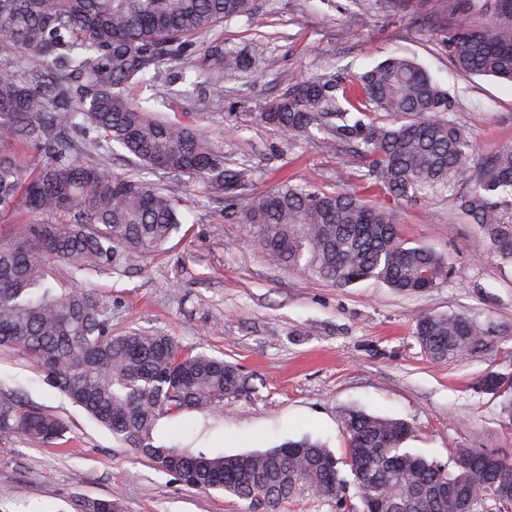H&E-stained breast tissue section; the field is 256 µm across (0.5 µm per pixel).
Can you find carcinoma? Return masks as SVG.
<instances>
[{
  "mask_svg": "<svg viewBox=\"0 0 512 512\" xmlns=\"http://www.w3.org/2000/svg\"><path fill=\"white\" fill-rule=\"evenodd\" d=\"M256 0H0V215L21 206L34 217L0 234V348L13 349L99 425L186 487L222 491L269 512L302 498L317 502L344 489L349 467L360 512H455L466 491L472 512H512L494 486L490 452L462 448L448 468L403 448L409 423L352 409L343 417L348 453L335 458L309 438L264 452L212 456L155 440L164 415L207 412L247 394L240 369L193 353L163 332L112 335V305L76 284L55 288L57 267L72 276L121 272L178 233L185 179L224 201L225 216L252 225L266 260L341 287L376 280L395 291H429L454 273L431 248L400 236L395 208L309 184L282 182L256 192L246 168L187 125L167 121L127 97L130 87L175 84L163 66L189 61L211 38V76L245 71V54L221 46L217 28L249 17ZM477 13L489 24H474ZM448 58L470 75L512 82V0H459L445 23ZM448 91L416 61L391 56L348 82L304 78L257 119L295 142L316 129L364 161L365 179L394 201L447 195L481 231L480 242L512 265V144L484 157L450 118ZM387 112L392 121L365 120ZM42 154L35 167L17 147ZM121 147L131 169L115 174L98 152ZM415 336L427 357L468 358L489 333L465 313L419 316ZM481 388L503 395L512 416V372L489 369ZM67 425L18 395L0 397V438L34 444L62 440ZM81 512H122L117 499H88Z\"/></svg>",
  "mask_w": 512,
  "mask_h": 512,
  "instance_id": "carcinoma-1",
  "label": "carcinoma"
}]
</instances>
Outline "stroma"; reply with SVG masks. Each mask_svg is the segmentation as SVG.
Returning <instances> with one entry per match:
<instances>
[{
	"mask_svg": "<svg viewBox=\"0 0 512 512\" xmlns=\"http://www.w3.org/2000/svg\"><path fill=\"white\" fill-rule=\"evenodd\" d=\"M257 4L251 19L219 28L225 47L247 52L253 65L247 78L225 82L222 99L175 95L164 83L151 101L131 91L245 164L254 190L287 180L386 202L348 146L329 147L317 137L291 144L255 115L306 76L350 78L392 55L415 58L450 92L453 116L479 154L512 143V83L460 71L443 49L441 31L415 22L419 14L444 15L451 0ZM396 208L405 243L432 248L456 268L429 292L397 293L374 280L339 287L270 265L250 225L225 218L223 204L209 199L203 184L187 181L180 230L163 251L133 261L127 273L83 282L104 301L119 302L113 333L166 332L184 349L236 364L250 379L251 392L224 408L162 418L157 437L212 455L309 438L342 458V417L360 409L409 423L407 450L443 465L460 448L512 457V420L499 398L478 386L488 368L512 372V266L492 257L476 226L456 215L448 199L400 201ZM429 312L469 314L488 330L487 346L462 362H432L413 335L417 317ZM17 392L69 431L53 446L0 440V512H79L81 501L104 497L119 499L122 512H245L237 498L187 488L158 471L45 385L21 353L0 350V396Z\"/></svg>",
	"mask_w": 512,
	"mask_h": 512,
	"instance_id": "1",
	"label": "stroma"
}]
</instances>
